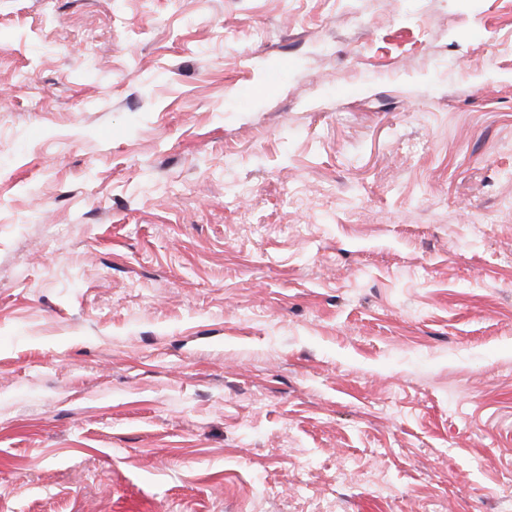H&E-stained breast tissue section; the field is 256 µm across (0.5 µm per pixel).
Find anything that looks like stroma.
I'll return each instance as SVG.
<instances>
[{"instance_id":"1","label":"stroma","mask_w":512,"mask_h":512,"mask_svg":"<svg viewBox=\"0 0 512 512\" xmlns=\"http://www.w3.org/2000/svg\"><path fill=\"white\" fill-rule=\"evenodd\" d=\"M0 512H512V0H0Z\"/></svg>"}]
</instances>
